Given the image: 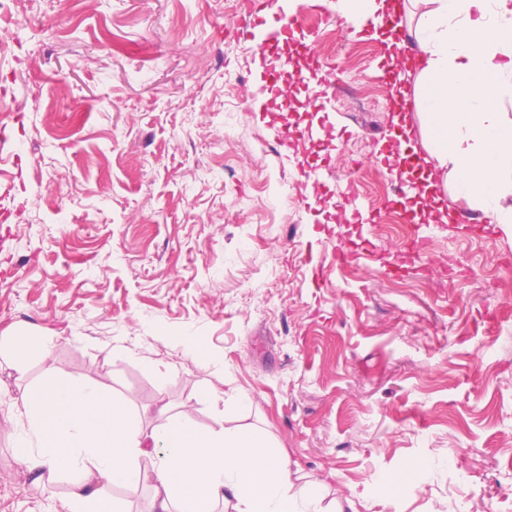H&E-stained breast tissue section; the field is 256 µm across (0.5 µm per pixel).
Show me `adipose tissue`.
<instances>
[{"label":"adipose tissue","mask_w":512,"mask_h":512,"mask_svg":"<svg viewBox=\"0 0 512 512\" xmlns=\"http://www.w3.org/2000/svg\"><path fill=\"white\" fill-rule=\"evenodd\" d=\"M408 33L423 92L422 143L429 183L453 181L459 197L512 229V0H411ZM21 400L28 427L16 444L27 468L51 483L69 473V512H122L114 488L151 481L150 512H336L327 484L300 481L287 449L250 428L204 429L190 413L145 428L101 387L49 369ZM157 457L151 475L141 459Z\"/></svg>","instance_id":"1"}]
</instances>
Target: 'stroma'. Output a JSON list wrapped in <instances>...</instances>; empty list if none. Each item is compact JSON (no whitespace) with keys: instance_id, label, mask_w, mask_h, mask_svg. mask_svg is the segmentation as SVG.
<instances>
[{"instance_id":"stroma-1","label":"stroma","mask_w":512,"mask_h":512,"mask_svg":"<svg viewBox=\"0 0 512 512\" xmlns=\"http://www.w3.org/2000/svg\"><path fill=\"white\" fill-rule=\"evenodd\" d=\"M289 14L317 32L333 80L375 103L291 97L289 122L334 133L317 208L278 199L305 161L256 109L275 73L241 0H15L0 14V512L69 510L70 479L39 482L15 453L20 395L51 365L148 428L162 405L206 429L253 427L303 475L335 473L330 495L354 512H450L459 494L461 512H512V320L495 335L482 323L512 232L449 188L456 222L383 210L385 41L307 0ZM350 185L376 222H331ZM410 231L427 254L390 272ZM357 237L366 259L341 263L335 247ZM17 330L51 337L50 361L16 371ZM227 384L243 409L202 398Z\"/></svg>"}]
</instances>
